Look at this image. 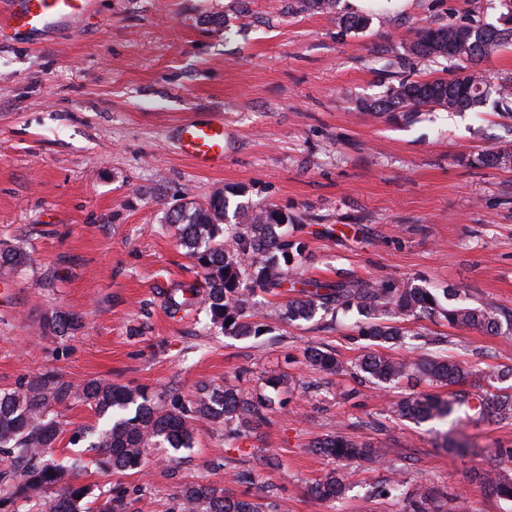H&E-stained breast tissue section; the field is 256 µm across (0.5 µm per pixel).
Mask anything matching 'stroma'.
I'll use <instances>...</instances> for the list:
<instances>
[{
    "label": "stroma",
    "mask_w": 512,
    "mask_h": 512,
    "mask_svg": "<svg viewBox=\"0 0 512 512\" xmlns=\"http://www.w3.org/2000/svg\"><path fill=\"white\" fill-rule=\"evenodd\" d=\"M338 10L373 21L346 31L297 0H93L89 18L42 43L0 40V241L32 258L0 270V390L43 371L185 394L237 376L254 399L270 394L271 376L288 377L282 407L247 436L229 443L222 428L202 426L177 462L155 455L139 474L99 469L95 452L70 442L94 413L60 408L55 454L81 461L72 483L129 491L127 512H177L190 483L230 497L271 493L283 512H405L403 498L374 494L393 462L405 463L408 487L447 493L449 512H512L471 479L512 467V422L392 417L400 396L449 390L354 379L367 346L358 315L274 319L293 296L285 290L263 298L267 331L241 338L208 327L201 309L164 310L165 293L200 276L164 217L180 196L202 202L225 187L288 214L307 245L301 278L410 279L452 290L456 305L512 310V169L479 162L512 148V118L436 109L393 123L353 109L408 75L454 76L452 62L392 59L424 21L496 22L498 0H340ZM191 117L223 119L222 167L199 169L176 150ZM60 309L79 316L78 330L47 328ZM401 326L426 335L422 354L483 372L512 365V335L439 319ZM312 344L342 371L314 370ZM443 432L471 452L440 448ZM336 435L373 441L386 463L310 452ZM334 469L347 473L344 496L316 499L310 487Z\"/></svg>",
    "instance_id": "stroma-1"
}]
</instances>
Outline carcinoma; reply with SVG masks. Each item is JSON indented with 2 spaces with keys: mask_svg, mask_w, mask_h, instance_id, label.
I'll return each instance as SVG.
<instances>
[{
  "mask_svg": "<svg viewBox=\"0 0 512 512\" xmlns=\"http://www.w3.org/2000/svg\"><path fill=\"white\" fill-rule=\"evenodd\" d=\"M306 11L331 14L338 0H301ZM498 23L470 20L417 28L412 41L402 46L404 53L417 58L453 61L460 74L453 78H402L385 95L355 103L357 112L386 116L391 120L411 118L422 110L435 108L449 112L474 110L493 102L512 115V76L491 87L479 64L502 47L512 43V0H499ZM336 22L349 30H364L370 19L363 15H336ZM480 163L502 169L512 168V149L490 150ZM243 190L213 193L207 200L186 201L166 213V223L175 230L179 245L203 273L205 290L196 283H184L166 294L164 309L170 317L195 302H200L209 324L224 335L259 336L258 294H273L290 284L302 288L276 318L288 322L309 321L323 311L336 314L356 310L363 317L360 335L374 346L354 364L362 377L374 384H392L402 379L429 381L443 386L460 385L472 372L448 357L431 356L412 365L381 348L401 343L409 349L419 347L424 335L405 331L392 324L397 318L420 320L442 318L452 328H476L490 335L502 327L512 331V312L491 306L443 305L438 292L411 280L354 281L330 284L316 280H296L289 263L306 259L305 245L288 238V216L270 206H251L232 198ZM31 262L30 255L15 246L0 247V267L20 268ZM79 317L58 311L49 327L61 335L79 327ZM309 363L322 371L342 369L334 354L321 345L306 350ZM490 387L486 394L467 389L452 392L446 399L437 395H409L391 406V413L416 422L441 421L457 410L475 421H512V367L504 366L480 374ZM82 403L89 406L101 424L79 430L72 442H88L97 452V465L116 472H140L153 448L178 452L192 447L199 424L224 427V439L233 441L265 419L266 412L281 405L275 396L258 402L244 397L236 381L222 385H201L191 396L177 389L154 393L145 388L91 380L81 386L64 381L53 371L33 375L12 391H0V448L14 455L23 468L0 473V512H29L26 505L39 493L52 491L54 497L45 512H126L123 493L90 499L85 486L73 485L68 468L52 454L62 432L57 407ZM313 451L349 463L381 462L380 449L372 442L350 441L340 437L318 442ZM472 479L491 495L512 502V472L499 467L476 470ZM345 490L344 477L329 473L311 487L315 498L334 501ZM404 496L406 512H443L441 493L422 485L412 492L401 481H393L374 491L377 497ZM179 512H279L281 505L260 496L231 499L224 489L207 484H186L177 493Z\"/></svg>",
  "mask_w": 512,
  "mask_h": 512,
  "instance_id": "carcinoma-1",
  "label": "carcinoma"
}]
</instances>
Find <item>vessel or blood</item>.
I'll return each mask as SVG.
<instances>
[{
    "label": "vessel or blood",
    "mask_w": 512,
    "mask_h": 512,
    "mask_svg": "<svg viewBox=\"0 0 512 512\" xmlns=\"http://www.w3.org/2000/svg\"><path fill=\"white\" fill-rule=\"evenodd\" d=\"M8 10L0 19V36H24L40 42L51 32L69 26L87 15L91 0H7ZM180 153L202 169L224 164V122L220 119L189 118L177 134Z\"/></svg>",
    "instance_id": "obj_1"
}]
</instances>
